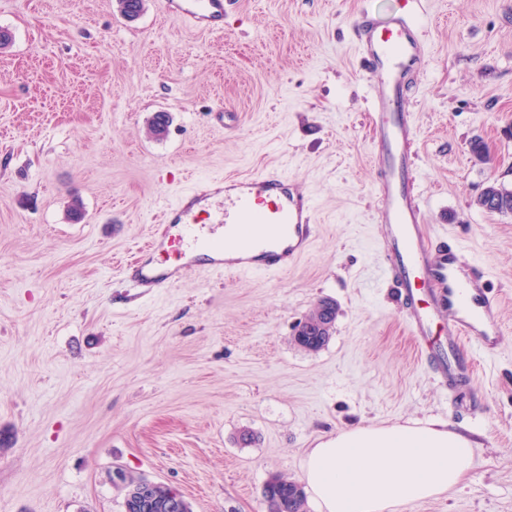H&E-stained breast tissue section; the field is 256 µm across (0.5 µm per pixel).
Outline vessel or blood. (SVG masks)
<instances>
[{"label":"vessel or blood","instance_id":"vessel-or-blood-1","mask_svg":"<svg viewBox=\"0 0 512 512\" xmlns=\"http://www.w3.org/2000/svg\"><path fill=\"white\" fill-rule=\"evenodd\" d=\"M224 3L164 0V7L185 25L220 33ZM424 10L425 0H395L389 16L363 11L355 23V53L371 77L367 98L383 273L397 291L404 323L427 367L453 395L473 382V365L462 352L465 342L494 356L501 326L484 265L461 239L422 227L409 146L408 91L427 59L419 24ZM162 222L165 237L143 245L149 258L127 264L134 287H167L201 262L227 275L284 273L303 258L318 233L310 196L278 171L197 185L164 211Z\"/></svg>","mask_w":512,"mask_h":512}]
</instances>
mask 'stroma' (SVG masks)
<instances>
[{
	"label": "stroma",
	"mask_w": 512,
	"mask_h": 512,
	"mask_svg": "<svg viewBox=\"0 0 512 512\" xmlns=\"http://www.w3.org/2000/svg\"><path fill=\"white\" fill-rule=\"evenodd\" d=\"M391 5L228 0L212 34L161 0L132 21L117 0H0V512H124L119 468L190 512H268L265 481L300 480L324 434L431 421L477 441L474 468L400 512H512V213L476 204L512 189V0H427L410 107L424 223L485 265L503 327L496 356L467 350L461 418L379 267L354 22ZM271 170L313 201L296 266L129 286L131 248L180 191ZM324 298L330 340L302 350L296 328ZM477 205L489 212L512 213V191L492 183L477 199Z\"/></svg>",
	"instance_id": "35a3bbf8"
}]
</instances>
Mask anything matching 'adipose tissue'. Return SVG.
<instances>
[{
    "mask_svg": "<svg viewBox=\"0 0 512 512\" xmlns=\"http://www.w3.org/2000/svg\"><path fill=\"white\" fill-rule=\"evenodd\" d=\"M475 446L444 423L357 426L308 449L302 480L318 512H396L454 489Z\"/></svg>",
    "mask_w": 512,
    "mask_h": 512,
    "instance_id": "adipose-tissue-1",
    "label": "adipose tissue"
}]
</instances>
